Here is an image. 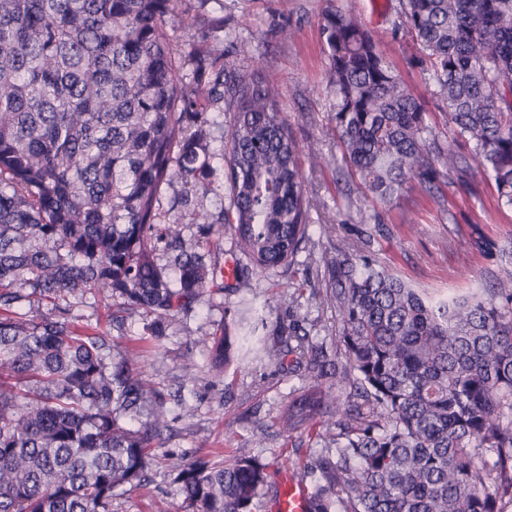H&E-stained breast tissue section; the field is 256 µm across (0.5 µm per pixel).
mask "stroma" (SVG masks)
<instances>
[{"instance_id": "1", "label": "stroma", "mask_w": 512, "mask_h": 512, "mask_svg": "<svg viewBox=\"0 0 512 512\" xmlns=\"http://www.w3.org/2000/svg\"><path fill=\"white\" fill-rule=\"evenodd\" d=\"M360 15L377 36L387 60L404 83L426 101L428 119L440 138H449L447 108L429 71L411 63L416 49L401 17L400 0H341ZM330 0H180L167 18V29L179 41L188 36L180 12L198 15L202 24L220 20L224 29L209 42L212 53L233 54L239 43L251 44L253 55L240 62L243 72L262 66L278 85L289 128L298 142L318 156L304 163L303 173L313 206L310 239L297 255L327 258L339 240H355L371 232L370 250L390 272L433 298L467 294L487 287L504 268L500 258H487L465 247L473 228L500 246L512 243V206L498 197L492 177L474 172L460 182L449 179L443 202L415 192L397 199L375 197L342 160L331 120L333 97L327 84V49L320 19ZM300 276L294 270L250 271L227 277L225 289L211 288L188 314L170 320L161 340L144 329L146 318L128 315L122 329L109 322L112 299L86 295L70 299L76 331L93 327L109 333L112 344L134 352L136 365L147 369L150 391L164 399L169 426L159 447L151 451L147 488L124 487L112 500V512H182L174 481L173 461L213 456H255L270 473L290 467L314 485L315 461L322 439L305 426L287 433L281 416L289 398L308 385L292 361L276 364L259 350L263 333L249 339L250 353L241 363L214 375L198 337L220 330L240 299L264 309L269 321L288 317L286 295Z\"/></svg>"}]
</instances>
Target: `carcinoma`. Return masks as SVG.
Returning a JSON list of instances; mask_svg holds the SVG:
<instances>
[{"mask_svg": "<svg viewBox=\"0 0 512 512\" xmlns=\"http://www.w3.org/2000/svg\"><path fill=\"white\" fill-rule=\"evenodd\" d=\"M178 0H0V512H112L126 485H145L167 426L127 350L75 333L68 297L106 293L163 336L224 277L183 249L179 212L226 164L228 205L194 223L228 230L232 273L289 269L309 228L301 168L277 85L262 68L198 46L224 29L185 19ZM406 33L433 72L453 140L439 143L424 104L351 10L323 14L332 121L342 158L380 199L431 197L451 173H492L512 205V0H402ZM224 148L209 149L211 112ZM183 185L169 209L164 186ZM320 304L336 313L335 346L314 343L296 312L264 348L305 364L308 388L283 429L324 423L310 512H505L512 502V269L489 288L434 300L339 247L325 261ZM31 298L52 312L28 319ZM267 328L247 300L232 326L202 340L209 369L239 359ZM146 419L136 427L126 420ZM268 467L255 457L181 464L183 512H259Z\"/></svg>", "mask_w": 512, "mask_h": 512, "instance_id": "1", "label": "carcinoma"}]
</instances>
